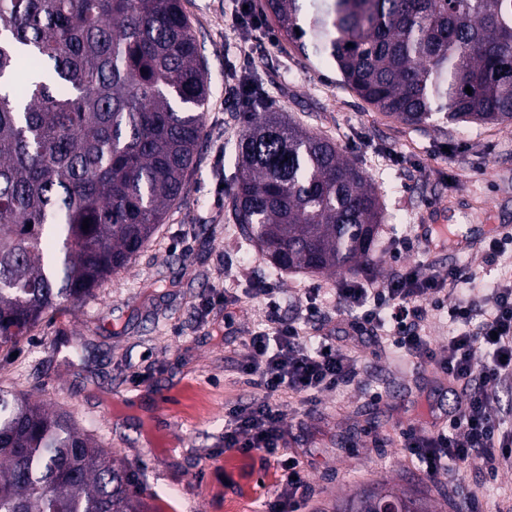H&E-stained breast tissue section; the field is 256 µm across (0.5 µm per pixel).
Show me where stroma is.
Instances as JSON below:
<instances>
[{"instance_id":"35a3bbf8","label":"stroma","mask_w":512,"mask_h":512,"mask_svg":"<svg viewBox=\"0 0 512 512\" xmlns=\"http://www.w3.org/2000/svg\"><path fill=\"white\" fill-rule=\"evenodd\" d=\"M184 5L211 75L187 190L92 299L45 313L13 347L0 349V388L66 411L92 431L137 478L145 512H262L277 491L275 466L262 453L224 449L227 412L258 394L240 374L248 332L268 320L253 287L273 281L279 317L316 336L336 324L330 291L344 279L382 282L400 265L444 277L455 267L477 276L456 286L461 297L470 286L486 290L512 276V245L487 259L501 227H512V125H457L436 114L412 126L385 117L332 67L305 60L272 18L248 36L234 27L230 0ZM248 39L258 47L249 73L262 85L267 111L330 138L375 185L384 222L373 265L274 275L266 253L234 224L236 146L248 121L231 88ZM422 224H457L462 233L426 253L417 242ZM470 237L478 249L460 247ZM222 287L234 289L235 305L215 300ZM312 288L319 291L313 316L305 298ZM337 342L359 361L355 382L312 402L291 393L277 399L313 488L310 512L377 482L426 498L434 512H467L471 495L478 512H512V461L492 468L476 458L432 483L401 450L406 432L454 413L459 386L389 342L342 334Z\"/></svg>"}]
</instances>
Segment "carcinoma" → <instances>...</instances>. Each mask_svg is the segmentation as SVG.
Masks as SVG:
<instances>
[{
  "instance_id": "obj_1",
  "label": "carcinoma",
  "mask_w": 512,
  "mask_h": 512,
  "mask_svg": "<svg viewBox=\"0 0 512 512\" xmlns=\"http://www.w3.org/2000/svg\"><path fill=\"white\" fill-rule=\"evenodd\" d=\"M265 10L303 58L335 67L388 117L512 123V0ZM210 86L183 0H0V348L91 297L148 244L186 191ZM236 154L233 219L274 270L373 264L378 194L330 139L268 112ZM385 507L430 512L384 484L336 512ZM0 512L140 510L112 449L69 414L0 388Z\"/></svg>"
}]
</instances>
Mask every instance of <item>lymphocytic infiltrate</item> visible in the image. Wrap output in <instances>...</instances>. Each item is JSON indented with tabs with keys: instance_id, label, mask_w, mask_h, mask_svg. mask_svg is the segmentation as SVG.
<instances>
[{
	"instance_id": "lymphocytic-infiltrate-1",
	"label": "lymphocytic infiltrate",
	"mask_w": 512,
	"mask_h": 512,
	"mask_svg": "<svg viewBox=\"0 0 512 512\" xmlns=\"http://www.w3.org/2000/svg\"><path fill=\"white\" fill-rule=\"evenodd\" d=\"M461 277L453 267L443 279L409 266L379 287L351 280L336 291L339 302L355 311L347 324L349 333L387 338L406 355L433 363L450 382L460 384L461 404L448 426L404 435L405 456L434 482L450 467L476 457L491 464L512 457V441L502 430L504 418L493 410L492 395L499 383L512 380V288H492L485 309L470 297L447 305V285ZM443 310L458 330L447 344L434 347L425 327ZM246 344L249 356L242 373L261 395L229 412L224 447L243 455L263 452L280 469L279 489L265 502V512H302L311 487L298 458L286 450L288 432L277 398L288 391L311 395L349 385L358 375L357 360L332 336L309 347L303 328L294 321L254 329Z\"/></svg>"
}]
</instances>
